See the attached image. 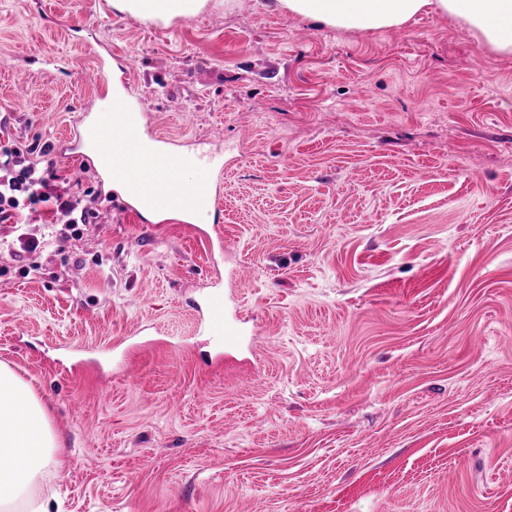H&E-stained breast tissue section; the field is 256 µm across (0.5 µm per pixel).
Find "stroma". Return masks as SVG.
<instances>
[{"instance_id": "stroma-1", "label": "stroma", "mask_w": 512, "mask_h": 512, "mask_svg": "<svg viewBox=\"0 0 512 512\" xmlns=\"http://www.w3.org/2000/svg\"><path fill=\"white\" fill-rule=\"evenodd\" d=\"M101 58L221 179L199 224L223 246L123 214L77 137ZM6 139L96 212L62 250L26 212L31 254L0 223V362L60 435L55 512H512V55L432 13L354 32L263 0L166 25L0 0ZM238 265L220 366L200 308Z\"/></svg>"}]
</instances>
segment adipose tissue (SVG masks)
Segmentation results:
<instances>
[{
  "label": "adipose tissue",
  "mask_w": 512,
  "mask_h": 512,
  "mask_svg": "<svg viewBox=\"0 0 512 512\" xmlns=\"http://www.w3.org/2000/svg\"><path fill=\"white\" fill-rule=\"evenodd\" d=\"M208 0H112V7L163 24L197 15ZM266 9L343 31L401 26L422 13L460 20L490 51L512 55V0H267ZM59 438L40 395L0 362V512H50L38 493L62 466Z\"/></svg>",
  "instance_id": "obj_1"
}]
</instances>
